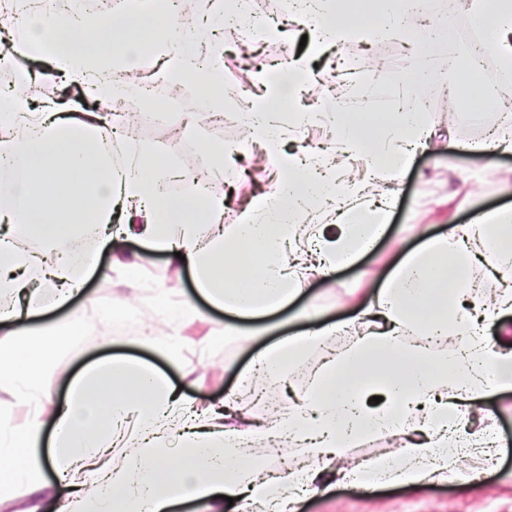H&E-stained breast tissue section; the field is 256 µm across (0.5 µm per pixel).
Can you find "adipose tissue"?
Returning <instances> with one entry per match:
<instances>
[{"instance_id": "obj_1", "label": "adipose tissue", "mask_w": 512, "mask_h": 512, "mask_svg": "<svg viewBox=\"0 0 512 512\" xmlns=\"http://www.w3.org/2000/svg\"><path fill=\"white\" fill-rule=\"evenodd\" d=\"M161 2L123 0L119 27L84 13L58 20L30 11L24 45L97 106L119 94L148 96L150 87L117 83L112 75L152 54L160 64L156 81L201 98L208 111H223L229 98L222 48L212 42L199 49L204 26H188ZM288 9L317 17L309 38L320 51L405 27L415 0H357L351 9L341 0H289ZM471 22L486 33L484 49L512 70V0H475ZM434 79L431 70L412 73V97L379 118L341 106L297 113L301 124L325 121L332 129L330 147L311 158L280 153L281 108L291 103L293 90L267 87L234 118L273 156L275 184L228 226L223 200L201 189L163 194L161 183L176 170L152 153L138 151L135 164L116 168L103 145L111 124L99 109L66 118L57 103L34 107L23 91L29 73H16L12 87L0 92V132L7 135L0 165L25 170L27 179L23 203L7 219L52 250L34 254L0 241V325L10 328L9 348L0 353V386L13 389L27 409L18 425L0 416V503L22 484L29 493L41 491L50 466L70 488L60 512H167L176 501L210 502L218 495L235 498L237 512H295L300 497L324 479L325 464L341 462V477L367 489L416 485L447 478L464 449L485 446L493 426H475L473 403L485 392L512 390V347L490 344L486 323L512 313V286L476 284L472 266L512 274V208L474 212L469 223L425 239L385 278L372 281L368 304L346 322L323 323L318 305L303 306L297 317L305 330L260 351L252 376L289 382L307 353L337 336L343 342L316 369L299 403L263 419L239 405L198 402L164 371L128 357L88 364L72 378L67 400L57 403L27 338L31 317L66 305L64 330L43 336L45 351L65 348L84 332L71 302L97 260L63 244L86 229L117 253L131 239L181 253L199 294L241 318L276 313L301 296L311 278L356 265L386 232L400 171L435 134L414 95ZM31 119L33 133L14 137V128ZM356 162L364 165L362 175L350 173ZM376 182L387 191L368 199ZM328 204L338 213L335 228L301 239V224ZM476 236L482 250L474 254L469 244ZM448 339L456 350L442 349ZM374 390L383 400L371 407L366 396ZM47 409L55 413L49 429L41 420ZM408 418L413 433L406 442L385 456L353 462L351 448L403 429ZM129 424L137 429L140 453L118 464L112 446ZM263 445L296 449L300 466L268 468L253 453Z\"/></svg>"}]
</instances>
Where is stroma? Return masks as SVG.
I'll use <instances>...</instances> for the list:
<instances>
[{
  "mask_svg": "<svg viewBox=\"0 0 512 512\" xmlns=\"http://www.w3.org/2000/svg\"><path fill=\"white\" fill-rule=\"evenodd\" d=\"M470 0H441L418 15L421 23L452 29L461 37L455 44L438 38L425 53L409 42L407 34L391 33L360 37L322 52L300 51L299 43L307 32L305 23L288 21L278 37L243 40L224 35V85L234 93L238 104L261 98L265 90L257 74L268 82L284 84L295 80L294 101L311 112L324 109L323 97L329 78L342 87L357 86L377 112L391 111L393 87L400 79V67L417 58L419 67L436 60L465 58L469 43L462 34L470 25ZM304 55L307 66L292 75L289 64ZM483 66L489 75L486 88L496 94L500 104L480 128L464 125L458 112L449 105L457 86L456 70H443L430 87L432 118L437 129L450 131L451 138L435 150L418 154L412 165L401 172L397 205L385 235L372 251L354 267L342 270L334 281L312 280L308 297L325 308L324 319L337 323L363 308L366 290L359 284L367 276L384 274L388 265L416 249L422 236L436 237L449 225L468 223L473 212L512 205V153L480 157L464 153L459 145L475 141L499 130L512 118V71H502L494 55H486ZM176 118L189 128L188 147L174 161L185 169H196L206 146L215 139L239 145L243 172L232 183L213 180L209 192L224 202V222L238 223L240 211L255 195L270 191L274 168L262 157L250 129L236 123L215 130L208 126V115L200 102L182 100ZM124 262L136 263L137 278L125 277L113 269V254L102 249L98 270L88 279L83 295L74 300L90 327L74 345L54 355L52 392L64 397L68 385L88 364L110 356L137 358L162 369L171 380L197 399H220L239 395L250 413L263 414L268 399L288 407L293 391H304L319 361V352L301 360L291 377V387L280 385L240 386L241 375L250 369L256 354L275 342L280 332L294 333L302 325L293 311L280 315L282 328L247 342L213 343L212 338L230 315L207 303H199L201 318L179 319L174 311L182 300L195 297L189 270L170 261L160 251L138 240L125 245ZM131 311L135 320L121 325L111 318L110 309ZM481 407L495 420V444L490 449L467 452L468 476L462 481H425L411 487L383 486L369 491L340 478L319 483L298 503V512H512V391H490L480 399Z\"/></svg>",
  "mask_w": 512,
  "mask_h": 512,
  "instance_id": "stroma-1",
  "label": "stroma"
}]
</instances>
